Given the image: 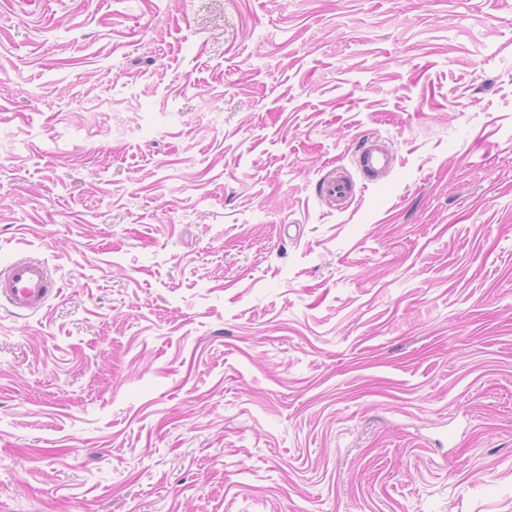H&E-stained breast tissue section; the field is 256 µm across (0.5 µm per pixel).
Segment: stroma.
<instances>
[{
  "label": "stroma",
  "instance_id": "1",
  "mask_svg": "<svg viewBox=\"0 0 512 512\" xmlns=\"http://www.w3.org/2000/svg\"><path fill=\"white\" fill-rule=\"evenodd\" d=\"M1 84L0 512H512V0H0ZM354 164L361 176L375 181L392 168L393 157L377 141L367 138L354 153ZM321 194L336 204V210L343 212L349 208L356 197V189L352 180L336 176L322 181ZM48 267L41 261L19 258L0 270V298L22 315L40 311L57 293Z\"/></svg>",
  "mask_w": 512,
  "mask_h": 512
}]
</instances>
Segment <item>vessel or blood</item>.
I'll list each match as a JSON object with an SVG mask.
<instances>
[{
    "instance_id": "1",
    "label": "vessel or blood",
    "mask_w": 512,
    "mask_h": 512,
    "mask_svg": "<svg viewBox=\"0 0 512 512\" xmlns=\"http://www.w3.org/2000/svg\"><path fill=\"white\" fill-rule=\"evenodd\" d=\"M354 164L361 176L373 181L391 170L393 157L369 138L356 148ZM320 190L340 212L347 210L356 197L353 182L340 176L322 181ZM55 291L54 279L41 261L19 258L0 268V298L21 314L40 311Z\"/></svg>"
}]
</instances>
